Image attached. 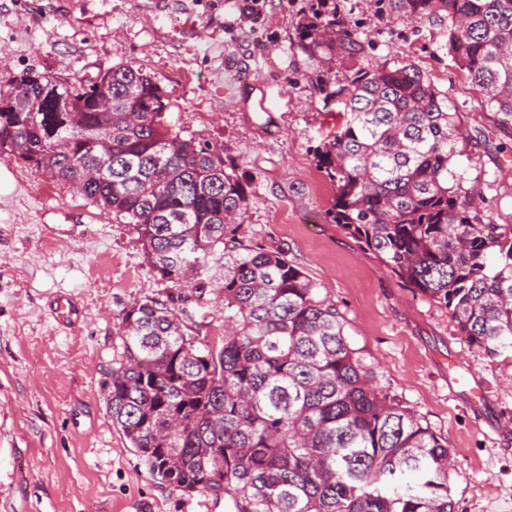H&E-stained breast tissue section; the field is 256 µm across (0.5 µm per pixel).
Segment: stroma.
Returning a JSON list of instances; mask_svg holds the SVG:
<instances>
[{
    "label": "stroma",
    "instance_id": "stroma-1",
    "mask_svg": "<svg viewBox=\"0 0 512 512\" xmlns=\"http://www.w3.org/2000/svg\"><path fill=\"white\" fill-rule=\"evenodd\" d=\"M309 0H0V77L29 68L88 78L123 63L155 76L167 118L184 137L216 142L247 184L246 240L282 252L332 302L377 383L447 442L455 512H512V350L470 347L447 310L421 296L327 211L335 189L314 149L343 121L321 81L361 68L414 65L458 114L450 168L483 220L512 224V148L498 149L483 96L448 53V22L389 10L384 0H336L365 42L355 59L319 62L298 46ZM268 90L244 107L242 76ZM224 277L212 276L190 324L224 334ZM135 231L68 185L0 157V512H237L234 498L185 494L160 481L108 419L102 383L123 311L166 295ZM77 318L59 323L56 300ZM476 378L493 422L448 392Z\"/></svg>",
    "mask_w": 512,
    "mask_h": 512
}]
</instances>
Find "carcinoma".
<instances>
[{"mask_svg": "<svg viewBox=\"0 0 512 512\" xmlns=\"http://www.w3.org/2000/svg\"><path fill=\"white\" fill-rule=\"evenodd\" d=\"M447 12L448 52L512 141V0H387ZM311 59L354 58L364 41L310 0L298 23ZM325 100L344 104L315 147L335 186L331 221L364 252L448 310L490 357L512 349V224L470 214L459 182L457 113L411 64L355 72ZM169 99L125 64L91 79L28 70L0 84V156L82 186L136 230L166 299L126 309L122 352L104 381L108 417L161 483L235 496L238 512H454L450 450L377 386L336 307L280 252L243 240L238 165L166 121ZM79 119L82 131L72 129ZM224 262V336L183 323Z\"/></svg>", "mask_w": 512, "mask_h": 512, "instance_id": "1", "label": "carcinoma"}]
</instances>
